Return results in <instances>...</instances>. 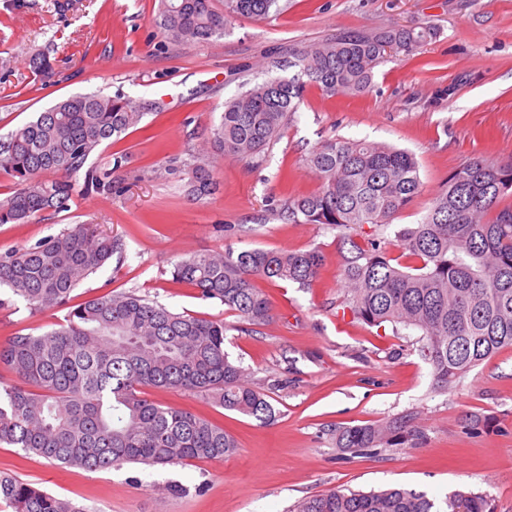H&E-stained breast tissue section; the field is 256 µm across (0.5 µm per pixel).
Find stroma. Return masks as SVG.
Instances as JSON below:
<instances>
[{"instance_id": "stroma-1", "label": "stroma", "mask_w": 512, "mask_h": 512, "mask_svg": "<svg viewBox=\"0 0 512 512\" xmlns=\"http://www.w3.org/2000/svg\"><path fill=\"white\" fill-rule=\"evenodd\" d=\"M159 0H28L0 11V135L77 94L122 92L159 101L94 162L124 160L119 192L74 191L67 211L30 224H0V254L97 224L120 237L124 261H110L74 292L75 302L133 291L193 316L224 320V350L254 386L287 379L272 393L273 424L214 406L189 391L152 398L193 411L238 442L223 459L184 465L127 464L89 471L59 466L0 446V470L73 500L88 512H287L298 500L342 486L402 487L441 500L469 486L488 493L496 512H512V349L438 387L414 329H377L344 314L340 241L322 224L274 215L285 199L316 190L303 159L325 140L380 141L412 151L422 194L390 227L418 223L449 174L473 158L512 163V0H288L265 20L237 17L222 38L161 49ZM391 26L433 29L412 55L386 58L362 93L323 96L307 87L282 138L263 161L214 157L218 188L202 200L164 171L167 161L206 153L225 101L266 77L268 58H285L349 31ZM49 56L54 75L34 72L33 52ZM251 249H319L325 265L310 287L258 280L273 304L270 321L242 322L218 302L173 281L178 260L193 253ZM59 311L31 313L26 303L0 310V344L17 331L40 334ZM411 416L418 444L365 457L339 454L328 432ZM482 420L472 429L471 420ZM181 493H171V486Z\"/></svg>"}]
</instances>
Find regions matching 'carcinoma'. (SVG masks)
Masks as SVG:
<instances>
[{
	"mask_svg": "<svg viewBox=\"0 0 512 512\" xmlns=\"http://www.w3.org/2000/svg\"><path fill=\"white\" fill-rule=\"evenodd\" d=\"M279 0H161L160 47L205 43L221 37L227 22L266 19ZM431 30L389 27L312 45L267 72L279 74L224 102L210 130L213 153L257 163L280 140L298 111L306 86L323 95L361 93L389 55H411ZM145 102L118 92L71 95L33 120L0 136V171L14 181L0 200V224H28L68 208L73 180L87 194L114 189L112 171L90 163L107 141L137 126ZM320 186L289 199L276 215L301 224H323L350 245L342 255L347 284L344 308L371 327L401 325L421 331V357L436 382L457 379L512 348V164L472 159L448 176L422 220L395 232L414 260L407 268L390 255L389 242L363 226L387 227L423 191L413 153L383 142L336 138L306 157ZM181 174L188 195L215 190L211 162L190 156L168 168ZM123 241L76 224L56 236L0 254V288L33 313L64 310L56 328L17 333L0 344V445L64 466L88 470L125 464L183 465L237 452L224 428L187 410L148 397V390L205 395L219 407L263 423L274 417L266 391L224 351L222 320L175 312L135 292H111L70 305L73 292L112 257L123 258ZM324 264L317 249H262L194 253L173 266L172 278L200 298L217 301L253 326L265 324L272 305L255 286L258 278L314 282ZM336 448L376 452L421 436L411 419L332 431ZM0 502L12 512H83L15 474L0 471ZM290 512H495L485 492L453 490L442 500L401 487L360 491L336 487L308 496Z\"/></svg>",
	"mask_w": 512,
	"mask_h": 512,
	"instance_id": "cac0c4a2",
	"label": "carcinoma"
}]
</instances>
